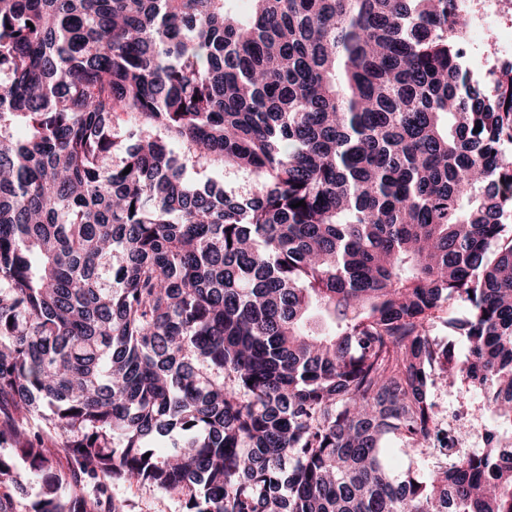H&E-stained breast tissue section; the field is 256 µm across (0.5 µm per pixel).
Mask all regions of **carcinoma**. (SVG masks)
<instances>
[{
    "label": "carcinoma",
    "instance_id": "cac0c4a2",
    "mask_svg": "<svg viewBox=\"0 0 512 512\" xmlns=\"http://www.w3.org/2000/svg\"><path fill=\"white\" fill-rule=\"evenodd\" d=\"M229 2L0 0V512H512V58L462 0ZM444 427H448V446L452 448H480V442L477 437L467 439L465 438V415L459 412H448V417L442 418ZM465 444H469L468 447H464ZM112 497L124 500L129 512H184V502L148 487L112 486Z\"/></svg>",
    "mask_w": 512,
    "mask_h": 512
}]
</instances>
